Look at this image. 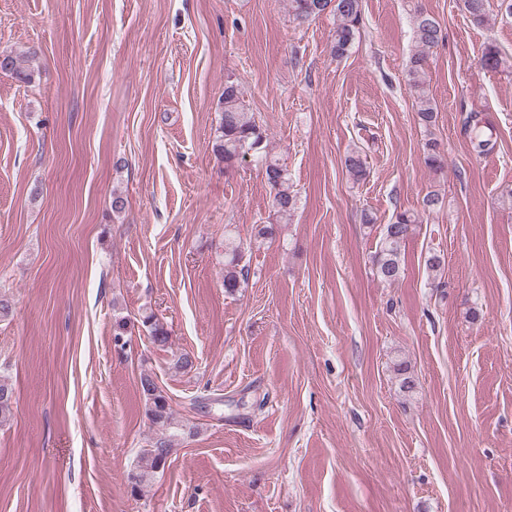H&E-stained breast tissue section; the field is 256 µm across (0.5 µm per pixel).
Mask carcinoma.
Returning <instances> with one entry per match:
<instances>
[{"label": "carcinoma", "mask_w": 512, "mask_h": 512, "mask_svg": "<svg viewBox=\"0 0 512 512\" xmlns=\"http://www.w3.org/2000/svg\"><path fill=\"white\" fill-rule=\"evenodd\" d=\"M491 0H462L463 11L470 21L482 25L488 21ZM289 9L293 20L303 25L315 17L331 12L336 15L338 24L331 42V53L342 57L354 40L355 31L360 24L362 0H289ZM414 48L409 58L407 76L410 86L417 95L418 116L426 126L435 122V108L425 89V66L429 51L443 39L438 21L432 15L418 11L413 16ZM479 62L482 67L490 70L508 69L498 48L486 45L481 52ZM0 70L10 73L17 82L29 85L33 82V73L19 65L10 54L0 58ZM470 142L473 150L479 155L491 153L496 142L492 141L481 128V120L477 114H470ZM214 151L232 168L239 161L249 157L262 164L265 177L272 194V206L277 215L287 221L297 209V197L288 189L289 173L285 164L271 156L268 151L267 137L261 127L256 124L244 104L238 84L228 80L224 84L221 118L218 135L215 139ZM424 162L434 171L443 169L445 162L438 143L430 140L425 143ZM345 167L349 175L356 181L366 176L367 168L363 159L356 152L349 153L345 158ZM418 223L417 216L403 211L396 214L394 221L386 225L383 232L380 250L373 262L377 278L392 284L397 282L403 272L400 252L401 243L408 237L412 226ZM224 292L235 294L243 287L245 266L241 265L244 250L239 243L229 241L224 245ZM142 326L152 342L164 346L169 342V331L154 314L143 317ZM142 393L145 397L146 414L154 424L173 425V417L167 398L158 390L153 379L143 376L140 379ZM14 401L13 388L0 380V424L9 421ZM171 453V444L160 441L154 448H147L140 456L137 471L128 476L131 495H136L137 488L146 478L165 467Z\"/></svg>", "instance_id": "carcinoma-1"}]
</instances>
